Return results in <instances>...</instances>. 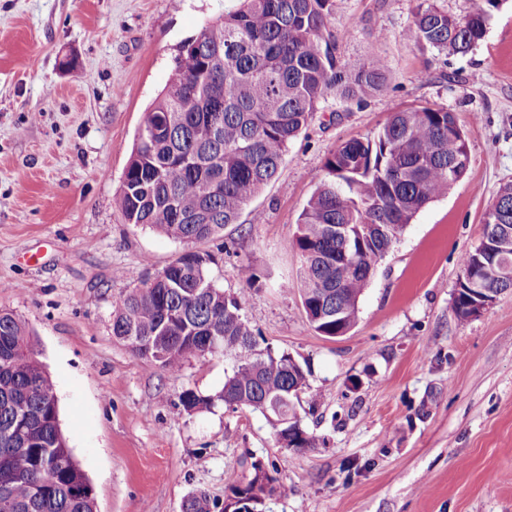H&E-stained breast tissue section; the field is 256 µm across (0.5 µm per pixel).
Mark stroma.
Returning <instances> with one entry per match:
<instances>
[{"instance_id": "1", "label": "stroma", "mask_w": 512, "mask_h": 512, "mask_svg": "<svg viewBox=\"0 0 512 512\" xmlns=\"http://www.w3.org/2000/svg\"><path fill=\"white\" fill-rule=\"evenodd\" d=\"M231 6L0 0V307L31 334L96 512H181L200 494L221 504L257 459L288 487L263 512H512V292L466 321L453 309L460 260L512 182V0L476 48L448 56L405 38L416 0H334L337 57H384L386 86L364 107L321 99L250 212L195 245L216 257L218 287L246 292L242 315L265 346L309 362L297 411L316 447H280L246 408L182 412L181 393H218L235 355L171 375L113 338L127 271L154 276L183 249L115 206L136 131L178 46ZM420 106L456 114L468 170L377 265L356 325L321 336L299 294V215L337 145Z\"/></svg>"}]
</instances>
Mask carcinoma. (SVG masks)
I'll return each mask as SVG.
<instances>
[{"label": "carcinoma", "mask_w": 512, "mask_h": 512, "mask_svg": "<svg viewBox=\"0 0 512 512\" xmlns=\"http://www.w3.org/2000/svg\"><path fill=\"white\" fill-rule=\"evenodd\" d=\"M333 0H234L224 17L183 42L163 90L139 126L116 197L125 223L148 226L186 248L153 278L120 297L112 336L133 355L171 375L192 358L234 353L239 364L223 389L180 396L190 413L217 401L265 413L280 404L293 449L315 436L296 414V392L310 370L289 353L259 348L242 316L247 296H230L209 273L212 256L187 245L220 235L278 174L288 145L320 99L339 93L361 105L385 85L388 65L336 59ZM464 17L418 0L408 35L445 54H466L484 38L499 0ZM470 151L454 113L428 106L394 112L374 140L350 139L326 158L319 185L300 214L295 246L306 317L322 336L346 334L375 266L429 203L466 174ZM479 244L464 254L454 310L471 318L477 289L512 291L495 269L512 266V182L488 208ZM348 225L347 236L333 227ZM374 224H391L376 236ZM286 485L261 460L230 488L226 507L261 512ZM0 512H95L84 473L59 422L48 373L25 323L0 308Z\"/></svg>", "instance_id": "obj_1"}]
</instances>
